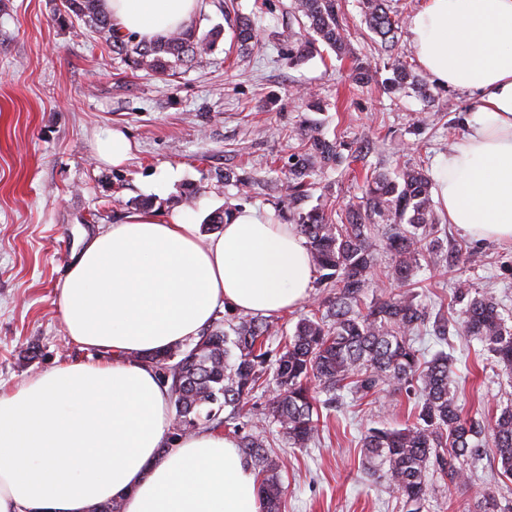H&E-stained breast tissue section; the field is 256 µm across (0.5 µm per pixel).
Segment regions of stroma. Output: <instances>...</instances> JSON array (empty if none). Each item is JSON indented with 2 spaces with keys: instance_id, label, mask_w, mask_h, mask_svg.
Masks as SVG:
<instances>
[{
  "instance_id": "obj_1",
  "label": "stroma",
  "mask_w": 512,
  "mask_h": 512,
  "mask_svg": "<svg viewBox=\"0 0 512 512\" xmlns=\"http://www.w3.org/2000/svg\"><path fill=\"white\" fill-rule=\"evenodd\" d=\"M59 0H0V387L83 353L65 342L55 303V285L85 238L137 211L178 209L182 195L195 193L188 211L203 227L238 189L224 185L227 168H245L274 180L288 167L296 143L289 131L305 115L300 91L325 102L313 118L325 135L348 143L369 136L373 145L352 169H328L300 206H316L320 195L344 205L361 195L367 169L393 170L411 164L435 171L463 129L457 114L464 95L444 90L449 101L430 120L425 102L409 90L389 92L385 59L361 15L359 0H340L355 57L323 49L292 67L284 58L288 36L298 24L290 0H234L250 17L258 43L239 51L225 32V0H205L195 20L199 30H224L212 52L172 75L131 70L84 29L57 21ZM377 70L379 80L360 89L349 76L355 59ZM119 127L132 143L122 167L94 158L98 137ZM447 261L422 264L417 289L428 307L449 298L458 284L495 295L512 314V244L477 238L457 225L442 224ZM457 395L466 410L496 414L512 403V375L481 370L477 342L453 341ZM412 404L406 396L378 390L346 400L329 416L319 444L293 449L277 444L286 512H402L383 481L362 468L360 437L378 423H405ZM497 464L481 461L467 485L433 483L423 512H468L476 492L498 482L503 512H512V481H496Z\"/></svg>"
}]
</instances>
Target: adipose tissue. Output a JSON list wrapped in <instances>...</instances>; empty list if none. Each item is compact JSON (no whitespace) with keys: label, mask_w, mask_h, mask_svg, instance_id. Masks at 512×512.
I'll use <instances>...</instances> for the list:
<instances>
[{"label":"adipose tissue","mask_w":512,"mask_h":512,"mask_svg":"<svg viewBox=\"0 0 512 512\" xmlns=\"http://www.w3.org/2000/svg\"><path fill=\"white\" fill-rule=\"evenodd\" d=\"M203 0H101L151 41ZM418 63L467 96L464 135L435 180L450 223L512 242V0H426L408 25ZM314 267L294 225L243 209L202 236L181 211L140 210L90 236L57 285L83 358L0 392V512H262L253 468L220 430L172 440L168 388L144 356L199 336L217 311L276 316L305 301Z\"/></svg>","instance_id":"adipose-tissue-1"}]
</instances>
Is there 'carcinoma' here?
I'll use <instances>...</instances> for the list:
<instances>
[{
  "instance_id": "1",
  "label": "carcinoma",
  "mask_w": 512,
  "mask_h": 512,
  "mask_svg": "<svg viewBox=\"0 0 512 512\" xmlns=\"http://www.w3.org/2000/svg\"><path fill=\"white\" fill-rule=\"evenodd\" d=\"M99 2L60 0L57 19L83 22L136 71L167 75L209 55L223 34L217 28L201 33L192 25L151 42L138 41L121 33ZM290 8L300 32L288 39V64L313 57L321 45L338 57L356 56L338 0H291ZM361 9L378 50L389 59L385 89H410L427 106H435L439 94L418 77L398 47L404 18L388 0H361ZM233 36L241 49H248L254 39L252 22L239 20ZM289 136L298 140V147L288 158L281 201L288 202V222L306 239L319 273L316 286L328 293L276 345L274 319L228 311L224 328L142 358L168 386L175 413L172 439L201 428H232L257 474L263 512H285L281 465L268 449L270 437L277 433L289 447L307 448L320 441L322 411L346 396L362 401L387 386L414 396L413 421L399 428H368L360 440L362 465L398 494L405 512H422L428 474L450 486L465 485L470 466L490 452L501 466L500 475L512 478V403L489 420L469 414L453 390L454 362L445 350L451 335L475 340L512 373V317L503 315L495 296L464 284L453 292L451 305H460L456 315L432 317L413 289L421 260L439 263L443 256L431 175L413 165L394 172L374 169L364 175L361 198L338 209L320 203L298 211L296 202L312 188L309 178L326 167L350 166L370 141L362 139L352 147L304 125ZM224 181L236 183L245 195L261 186L243 168L224 174ZM239 209L235 197L208 222L224 224ZM383 253L390 263L379 271ZM377 271L401 291L368 304L365 297ZM425 329L442 346L429 359L416 347ZM271 386L274 394L265 404L251 403ZM474 509L502 512L496 491L483 489Z\"/></svg>"
}]
</instances>
